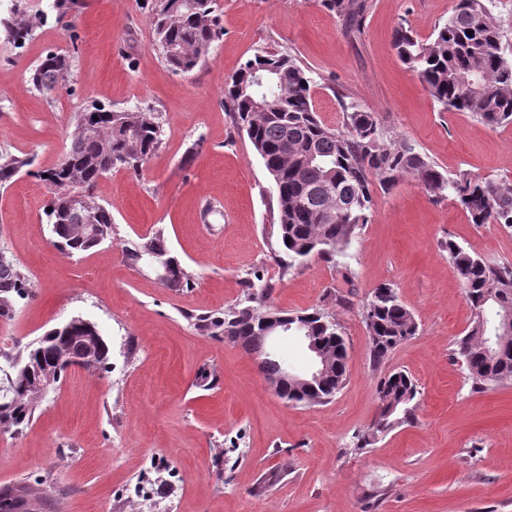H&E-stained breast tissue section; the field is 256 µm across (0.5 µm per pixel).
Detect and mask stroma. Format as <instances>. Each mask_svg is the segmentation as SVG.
<instances>
[{"mask_svg":"<svg viewBox=\"0 0 512 512\" xmlns=\"http://www.w3.org/2000/svg\"><path fill=\"white\" fill-rule=\"evenodd\" d=\"M83 2L77 39L51 20L23 48L0 43V151L34 159L33 174L0 188V246L29 279L28 295L0 317V355L79 316L111 359L96 374L69 368L23 432H0V491L43 482L37 512H512V379L471 392L453 349L472 311L440 246L451 237L512 263V228L471 224L407 177L375 190L345 272L317 259L283 271L270 178L222 103L225 79L275 48L313 70V106L328 125L341 126L347 96L444 174L512 184V123L441 111L392 47L398 24L428 38L454 0H366L352 32L320 0H219L224 35L190 74L162 61L140 0ZM59 49L72 54L71 75L51 98L29 73ZM94 102L153 107L166 136L140 174L99 179L112 239L69 257L51 243L50 189L38 173L58 163L76 114ZM159 228L192 275L188 287L125 259L126 245ZM249 280L270 283L265 307L320 306L339 319L346 383L331 402H286L254 355L202 326L244 306ZM384 283L419 331L376 365L361 312ZM393 370L418 385L416 421L355 451Z\"/></svg>","mask_w":512,"mask_h":512,"instance_id":"stroma-1","label":"stroma"}]
</instances>
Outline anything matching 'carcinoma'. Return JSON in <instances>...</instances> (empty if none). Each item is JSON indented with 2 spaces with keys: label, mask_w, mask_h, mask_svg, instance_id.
I'll return each mask as SVG.
<instances>
[{
  "label": "carcinoma",
  "mask_w": 512,
  "mask_h": 512,
  "mask_svg": "<svg viewBox=\"0 0 512 512\" xmlns=\"http://www.w3.org/2000/svg\"><path fill=\"white\" fill-rule=\"evenodd\" d=\"M11 8L0 16V39L20 48L30 40L53 14L62 21L76 19L83 0H49L47 10L31 13L22 0H11ZM324 6L343 16L351 26H360L366 11L365 0H322ZM493 0H457L448 20L434 29L427 40L419 39L403 25L395 29L393 48L406 67L416 73L441 110L465 112L481 123L497 127L512 123V57L503 46V31L489 4ZM143 9L161 48L164 63L184 74L198 68L214 43L223 35L218 0H143ZM70 56L49 51L31 69L30 81L40 93L52 96L68 78ZM477 70L482 81L475 93L465 81L468 72ZM256 74L277 82H288V98L265 116L255 115L250 81ZM313 80L307 69L289 54L261 50L224 80V108L235 128L246 134L268 172L277 202V222L286 267L302 266L318 258L336 268L346 250L369 223L375 186L391 188L400 178L413 176L437 200L452 199L472 224H502L512 228V186L490 176L460 170L446 176L407 142L387 135L375 113L351 101L341 102L342 128L324 123L311 101ZM165 129L160 113L150 106L115 110L96 104L77 113L70 144L60 163L36 175L46 182L55 178L75 180L94 203V223L103 239H112V211L96 202V182L114 170L137 174L160 148ZM32 158L0 152V186H7ZM348 200L350 207L331 222L319 218L318 211L330 207L334 198ZM50 224H71L74 217L62 204L48 203ZM57 248L75 255L99 246L97 239L70 241L55 237ZM448 252L470 309L480 307L490 289L500 294L501 302L512 306V263H492L453 238L442 244ZM150 252L169 260L181 275L176 283L186 288L190 274L171 254L164 232L158 230L125 249L135 266L140 256ZM28 278L18 263L0 247V316L10 315L15 300L24 296ZM288 319L292 326L303 324V331L317 337L336 357V380L321 391L317 404L329 402L346 380V341L342 325L320 307L288 313L266 310ZM370 344V357L381 363L389 353L415 336L418 323L403 304L397 289L382 284L372 291L362 308ZM263 314L246 305L224 314L222 320L202 321L224 328V335L248 352L266 350ZM480 328L470 325L456 342L454 354L462 364L471 390L479 393L512 377V353L490 359L483 352ZM28 369L0 368V412L5 427L16 431L34 417L33 402L39 399L45 375L54 371L60 359H80L94 372L106 369L110 346L96 326L72 325L54 337L37 342L17 354ZM418 393L413 377L404 370L393 371L380 379L377 387L379 413L369 428L356 436L358 449L374 445L378 438L414 423L412 402ZM35 487L21 496L0 495V512H14L26 502L40 498Z\"/></svg>",
  "instance_id": "cac0c4a2"
}]
</instances>
